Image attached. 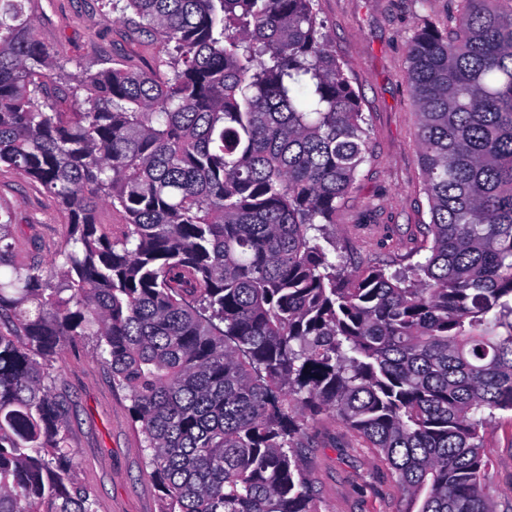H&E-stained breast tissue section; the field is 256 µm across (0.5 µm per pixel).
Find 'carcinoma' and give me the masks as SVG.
Wrapping results in <instances>:
<instances>
[{
    "mask_svg": "<svg viewBox=\"0 0 512 512\" xmlns=\"http://www.w3.org/2000/svg\"><path fill=\"white\" fill-rule=\"evenodd\" d=\"M314 2L108 0L101 22L132 12L166 71L55 78L30 0H0V167L68 215L27 268L0 217V512H97L54 371L79 336L129 396L160 512H317L301 436L324 413L386 457L405 512H498L483 433L512 412V7L465 0L408 46L432 235L409 278L322 246L368 138Z\"/></svg>",
    "mask_w": 512,
    "mask_h": 512,
    "instance_id": "carcinoma-1",
    "label": "carcinoma"
}]
</instances>
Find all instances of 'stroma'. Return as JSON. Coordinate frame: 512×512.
Instances as JSON below:
<instances>
[{
	"label": "stroma",
	"instance_id": "stroma-1",
	"mask_svg": "<svg viewBox=\"0 0 512 512\" xmlns=\"http://www.w3.org/2000/svg\"><path fill=\"white\" fill-rule=\"evenodd\" d=\"M35 38L57 65L76 73L103 62L156 68L164 52L134 23H102L105 0H34ZM323 33L359 97L369 155L328 231L347 271L389 265L406 271L431 243L428 197L416 139L417 107L406 73L407 49L423 21L456 24L461 0H315ZM13 224L12 260L45 262L67 233V214L41 187L0 169V215ZM69 399L75 475L96 497L97 512H159V492L145 475L143 436L125 391L97 355L96 340L70 342L57 363ZM306 469L319 512H403L405 503L387 461L336 416L310 421L304 436ZM490 459L486 486L500 512H512V412L499 413L484 433Z\"/></svg>",
	"mask_w": 512,
	"mask_h": 512
}]
</instances>
